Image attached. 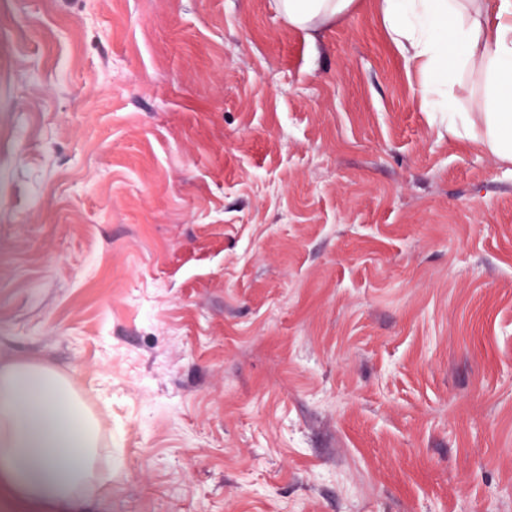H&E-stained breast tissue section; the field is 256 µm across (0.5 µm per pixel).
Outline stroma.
I'll use <instances>...</instances> for the list:
<instances>
[{
	"label": "stroma",
	"instance_id": "obj_1",
	"mask_svg": "<svg viewBox=\"0 0 512 512\" xmlns=\"http://www.w3.org/2000/svg\"><path fill=\"white\" fill-rule=\"evenodd\" d=\"M378 0H0V365L97 421L68 512H512V163ZM355 0H278L277 10L288 23L310 36L325 24L346 15Z\"/></svg>",
	"mask_w": 512,
	"mask_h": 512
}]
</instances>
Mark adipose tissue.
Returning <instances> with one entry per match:
<instances>
[{
	"mask_svg": "<svg viewBox=\"0 0 512 512\" xmlns=\"http://www.w3.org/2000/svg\"><path fill=\"white\" fill-rule=\"evenodd\" d=\"M355 0H277L288 23L313 32ZM391 40L421 78L428 111L448 134L512 163V0H381ZM468 80L482 107L463 112L454 86ZM95 420L68 381L32 364L0 366V491L35 508L65 512L93 480Z\"/></svg>",
	"mask_w": 512,
	"mask_h": 512,
	"instance_id": "obj_1",
	"label": "adipose tissue"
}]
</instances>
